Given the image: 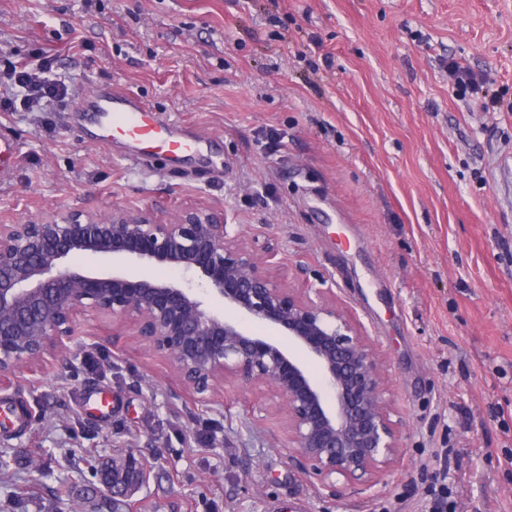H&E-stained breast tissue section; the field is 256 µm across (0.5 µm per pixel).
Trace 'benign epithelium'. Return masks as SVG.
Segmentation results:
<instances>
[{
	"instance_id": "7a95c632",
	"label": "benign epithelium",
	"mask_w": 512,
	"mask_h": 512,
	"mask_svg": "<svg viewBox=\"0 0 512 512\" xmlns=\"http://www.w3.org/2000/svg\"><path fill=\"white\" fill-rule=\"evenodd\" d=\"M76 254L165 266L184 281L77 268ZM276 255L198 208L0 224V385L62 351L77 316L121 322L201 402L228 386L271 387L304 469L325 488L340 478L371 488L401 461L384 361L330 289L278 280ZM147 476L145 459L129 456L112 462L107 486L127 498Z\"/></svg>"
}]
</instances>
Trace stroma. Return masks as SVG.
<instances>
[{
  "mask_svg": "<svg viewBox=\"0 0 512 512\" xmlns=\"http://www.w3.org/2000/svg\"><path fill=\"white\" fill-rule=\"evenodd\" d=\"M49 51L69 97L0 112L18 155L0 224L73 212L222 213L279 277L323 274L385 357L403 459L365 490L317 488L240 385L205 405L127 327L0 389V512H425L450 449L456 512H512V0H0V52ZM452 59L503 107L462 92ZM142 97L224 160L138 159L70 107L94 83ZM111 396L104 418L90 393ZM155 458L129 499L104 474Z\"/></svg>",
  "mask_w": 512,
  "mask_h": 512,
  "instance_id": "35a3bbf8",
  "label": "stroma"
}]
</instances>
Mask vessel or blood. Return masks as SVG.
Returning a JSON list of instances; mask_svg holds the SVG:
<instances>
[{"label": "vessel or blood", "instance_id": "b4317fda", "mask_svg": "<svg viewBox=\"0 0 512 512\" xmlns=\"http://www.w3.org/2000/svg\"><path fill=\"white\" fill-rule=\"evenodd\" d=\"M73 109L85 114L88 131L102 132L105 141L126 145L141 155L159 154L179 162L200 151L192 134L158 119L154 108L138 95L108 84L81 94Z\"/></svg>", "mask_w": 512, "mask_h": 512}]
</instances>
